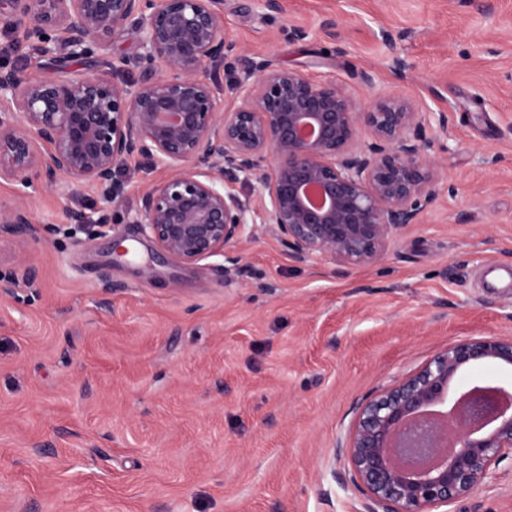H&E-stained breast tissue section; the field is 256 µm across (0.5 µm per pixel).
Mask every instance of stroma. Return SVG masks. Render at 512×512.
<instances>
[{
	"label": "stroma",
	"mask_w": 512,
	"mask_h": 512,
	"mask_svg": "<svg viewBox=\"0 0 512 512\" xmlns=\"http://www.w3.org/2000/svg\"><path fill=\"white\" fill-rule=\"evenodd\" d=\"M223 24L361 106L447 113L438 196L371 266L297 263L260 231L238 265L183 267L127 217L162 176L147 163L117 170L99 233L65 218L94 188L28 189L35 234L0 237V276L39 281L0 298V512H364L340 452L361 404L450 343L512 340V0H224ZM139 52L131 30L64 66L0 27V62L46 81ZM455 510L512 512V460Z\"/></svg>",
	"instance_id": "1"
}]
</instances>
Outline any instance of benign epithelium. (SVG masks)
<instances>
[{
	"label": "benign epithelium",
	"mask_w": 512,
	"mask_h": 512,
	"mask_svg": "<svg viewBox=\"0 0 512 512\" xmlns=\"http://www.w3.org/2000/svg\"><path fill=\"white\" fill-rule=\"evenodd\" d=\"M223 14L224 0H0V26L21 28L34 55L65 64L131 28L141 49L138 76L121 81L124 57L110 76L60 83L0 64V181L28 188L68 177L115 203L116 170L143 160L167 175L143 190L131 223L176 264L221 256L236 265L259 225L296 262H377L435 200L427 129L447 130L448 114L395 98L365 109L340 82L242 49ZM229 58L240 74L222 103L212 81ZM361 126L371 140H356ZM254 181L255 197L235 187ZM67 218L102 228L111 215ZM33 233L24 201H0V235ZM36 284L21 264L0 278V297ZM487 361L512 366V341L451 343L361 407L340 452L365 512H452L512 456L511 386L474 385L448 402L459 371Z\"/></svg>",
	"instance_id": "7a95c632"
}]
</instances>
